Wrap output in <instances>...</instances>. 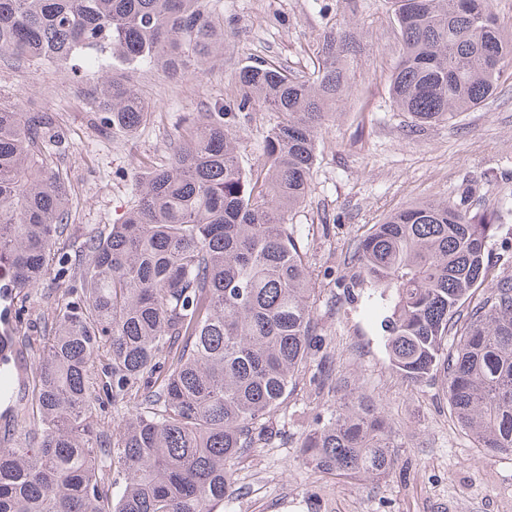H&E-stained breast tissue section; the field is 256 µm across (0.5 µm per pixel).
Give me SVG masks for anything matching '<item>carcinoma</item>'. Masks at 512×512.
Listing matches in <instances>:
<instances>
[{
	"mask_svg": "<svg viewBox=\"0 0 512 512\" xmlns=\"http://www.w3.org/2000/svg\"><path fill=\"white\" fill-rule=\"evenodd\" d=\"M210 0H0V58L75 61L107 53L132 72L171 75L224 55ZM404 50L391 79L416 126L479 107L512 64L495 0H391ZM347 35L322 45V69L242 67L233 99L176 129L171 161L135 177L122 221L62 251L71 185L57 164L68 130L49 109L0 101V280L23 293L59 258L65 298L43 322L30 396L0 426V512H214L231 464L305 371L317 336L310 276L290 213L306 199L316 140L350 86ZM102 130L133 133L151 115L125 75L84 91ZM279 114L263 159L238 160L240 119ZM494 212L422 202L370 227L351 260L382 289L391 369L446 384L452 421L486 455L512 453V275L490 277ZM30 342L0 336V360ZM127 410L113 432L97 406ZM380 403L357 392L301 444L314 471L385 476L396 464Z\"/></svg>",
	"mask_w": 512,
	"mask_h": 512,
	"instance_id": "carcinoma-1",
	"label": "carcinoma"
}]
</instances>
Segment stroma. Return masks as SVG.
Listing matches in <instances>:
<instances>
[{
	"label": "stroma",
	"mask_w": 512,
	"mask_h": 512,
	"mask_svg": "<svg viewBox=\"0 0 512 512\" xmlns=\"http://www.w3.org/2000/svg\"><path fill=\"white\" fill-rule=\"evenodd\" d=\"M231 30L222 62L171 79L152 68L131 73L154 115L137 134H104L80 95L93 70L67 63H16L0 58V100L22 110L48 108L69 130L60 159L71 179L68 251L88 230L119 221L135 204L133 176L170 158L169 137L184 116L229 99L239 69L274 61L300 73L317 68L330 33L347 32L349 96L319 137L308 197L289 221L309 266L318 336L287 401L268 426L273 445L248 449L232 465L234 485L217 512H512V454L485 456L448 416L441 378L408 385L389 365L380 291L359 282L350 262L354 245L390 213L425 201L464 200L473 214L497 212L488 242L496 271L512 274V68L496 93L452 122L412 127L390 92L403 46L388 0H211ZM276 113L259 109L244 123L240 162L262 157ZM66 284L57 266L9 308L10 324H27L60 299ZM31 351L15 348L5 371L10 396L0 399V422L31 384ZM331 361L339 387L311 384ZM378 397L399 444L393 473L380 479L331 476L306 468L299 447L316 418H328L349 391Z\"/></svg>",
	"instance_id": "1"
}]
</instances>
